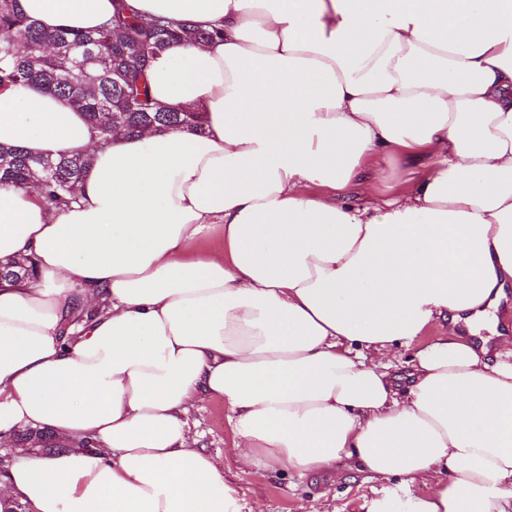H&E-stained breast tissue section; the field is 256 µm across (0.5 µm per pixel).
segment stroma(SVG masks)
Listing matches in <instances>:
<instances>
[{
    "label": "stroma",
    "mask_w": 512,
    "mask_h": 512,
    "mask_svg": "<svg viewBox=\"0 0 512 512\" xmlns=\"http://www.w3.org/2000/svg\"><path fill=\"white\" fill-rule=\"evenodd\" d=\"M192 418L199 446L223 459L224 479L236 489L246 512H364L366 501L395 486L394 481H377L352 469L344 459L331 472L301 478L274 464L265 469L241 468L223 402L204 400Z\"/></svg>",
    "instance_id": "stroma-1"
}]
</instances>
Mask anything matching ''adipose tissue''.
Returning a JSON list of instances; mask_svg holds the SVG:
<instances>
[{
  "mask_svg": "<svg viewBox=\"0 0 512 512\" xmlns=\"http://www.w3.org/2000/svg\"><path fill=\"white\" fill-rule=\"evenodd\" d=\"M20 3L49 32L113 11ZM125 3L210 32L150 69L204 129L98 149L65 100L0 91V144L94 153L55 213L0 185V260L36 264L0 286V434L64 444L16 457L0 512H242L190 424L207 398L243 466L432 485L366 512H512V337L456 331L512 317V0ZM396 167L397 194L345 204ZM410 344L402 389L385 359Z\"/></svg>",
  "mask_w": 512,
  "mask_h": 512,
  "instance_id": "obj_1",
  "label": "adipose tissue"
}]
</instances>
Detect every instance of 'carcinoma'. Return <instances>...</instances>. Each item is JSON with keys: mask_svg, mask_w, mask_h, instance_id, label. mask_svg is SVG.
<instances>
[{"mask_svg": "<svg viewBox=\"0 0 512 512\" xmlns=\"http://www.w3.org/2000/svg\"><path fill=\"white\" fill-rule=\"evenodd\" d=\"M209 37L168 18L145 22L122 3L99 30L47 33L21 10L19 0H0V88L36 85L67 99L84 113L103 148L116 129L129 135L148 128L201 130L202 113L174 109L152 96L149 71L169 42ZM91 160L85 153L33 156L20 147L0 146V185L35 192L47 210H58L79 201ZM34 275L31 258L0 261V283Z\"/></svg>", "mask_w": 512, "mask_h": 512, "instance_id": "carcinoma-1", "label": "carcinoma"}]
</instances>
